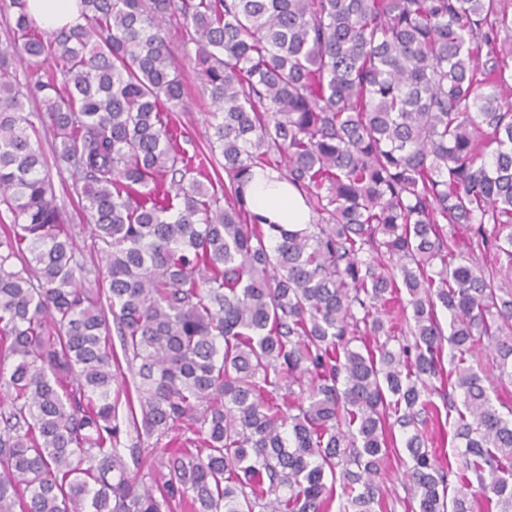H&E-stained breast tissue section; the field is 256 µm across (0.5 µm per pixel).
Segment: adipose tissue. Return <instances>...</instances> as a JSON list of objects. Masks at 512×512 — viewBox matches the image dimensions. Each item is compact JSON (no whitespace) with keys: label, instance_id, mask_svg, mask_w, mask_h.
Returning a JSON list of instances; mask_svg holds the SVG:
<instances>
[{"label":"adipose tissue","instance_id":"1","mask_svg":"<svg viewBox=\"0 0 512 512\" xmlns=\"http://www.w3.org/2000/svg\"><path fill=\"white\" fill-rule=\"evenodd\" d=\"M25 10L43 30L55 31L82 24L79 0H26ZM251 210L271 224H308L312 214L296 188L278 173L253 169L246 185Z\"/></svg>","mask_w":512,"mask_h":512}]
</instances>
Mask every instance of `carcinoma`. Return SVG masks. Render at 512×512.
<instances>
[{
  "label": "carcinoma",
  "mask_w": 512,
  "mask_h": 512,
  "mask_svg": "<svg viewBox=\"0 0 512 512\" xmlns=\"http://www.w3.org/2000/svg\"><path fill=\"white\" fill-rule=\"evenodd\" d=\"M10 7L0 512H394L396 427L407 512H512V0H81L47 34ZM190 53L222 192L170 127ZM282 166L317 222L250 211L252 169ZM434 394L464 444L446 464ZM147 438L150 486L129 468ZM39 110L40 106H38V104H32L29 108L26 106V112H29V118L37 130L38 139L40 140L46 161V167L55 185L57 201L66 209L71 224H78L83 228L81 234L74 239L76 253L86 259L87 263L90 264L91 254L94 256V252L92 246L93 240L90 236L91 233L88 226L89 223H87L84 212L78 207V198L73 194L68 174L66 172L60 174L54 164L55 147L58 141L55 140L52 129L48 126V122H41ZM93 258L96 262L97 258L95 256ZM394 430L398 446L400 449L401 457L394 458L393 456H391L390 460H388V462L386 463L383 481L386 489L388 490L389 494H391L392 497L398 496L404 498L408 494L403 484L405 483L403 473L405 472L406 468L411 465V461L408 458V455L403 450L404 445L402 444V432L397 427Z\"/></svg>",
  "instance_id": "carcinoma-1"
}]
</instances>
